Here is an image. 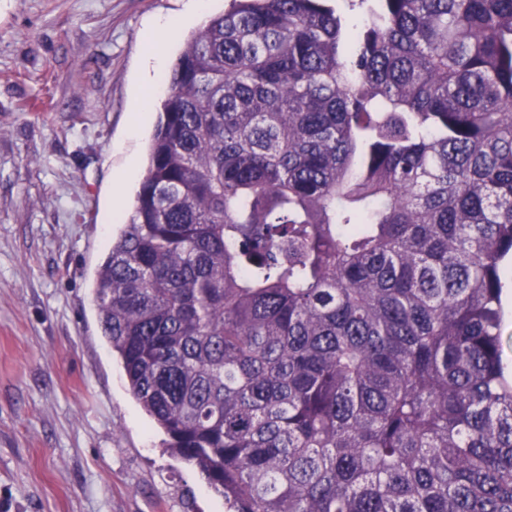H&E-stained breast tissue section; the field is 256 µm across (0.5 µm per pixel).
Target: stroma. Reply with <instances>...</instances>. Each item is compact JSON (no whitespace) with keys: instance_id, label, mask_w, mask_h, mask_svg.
Returning <instances> with one entry per match:
<instances>
[{"instance_id":"stroma-1","label":"stroma","mask_w":512,"mask_h":512,"mask_svg":"<svg viewBox=\"0 0 512 512\" xmlns=\"http://www.w3.org/2000/svg\"><path fill=\"white\" fill-rule=\"evenodd\" d=\"M182 0H0V512H224L130 394L92 288L144 37Z\"/></svg>"}]
</instances>
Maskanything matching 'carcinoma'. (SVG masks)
Wrapping results in <instances>:
<instances>
[{"instance_id":"cac0c4a2","label":"carcinoma","mask_w":512,"mask_h":512,"mask_svg":"<svg viewBox=\"0 0 512 512\" xmlns=\"http://www.w3.org/2000/svg\"><path fill=\"white\" fill-rule=\"evenodd\" d=\"M510 258L512 0H230L93 295L225 512H512Z\"/></svg>"}]
</instances>
